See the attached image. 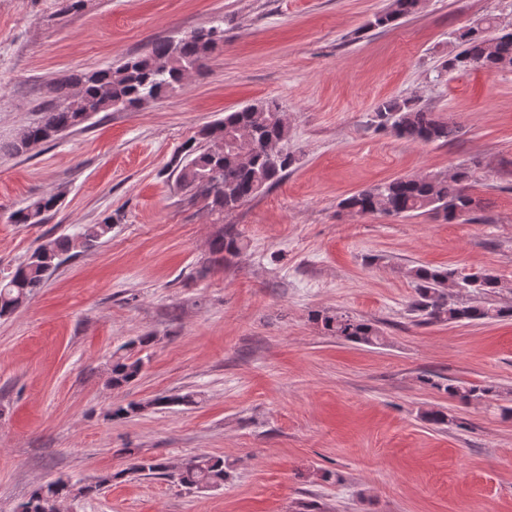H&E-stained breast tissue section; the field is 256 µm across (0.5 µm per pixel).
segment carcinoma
Here are the masks:
<instances>
[{
	"instance_id": "obj_1",
	"label": "carcinoma",
	"mask_w": 512,
	"mask_h": 512,
	"mask_svg": "<svg viewBox=\"0 0 512 512\" xmlns=\"http://www.w3.org/2000/svg\"><path fill=\"white\" fill-rule=\"evenodd\" d=\"M423 0H391L385 11L367 22L369 28H384L417 12ZM486 21L475 23L458 35L460 50L442 63L445 71L512 69V30L495 36ZM224 43V30L202 27L181 39L152 43L142 56L119 65L80 74H72L56 84L52 103L39 119L27 127L11 151L19 154L33 144L54 140L61 134L86 123L101 112L137 111L149 101L163 99L180 88L182 82L208 68L211 54ZM378 126L399 139L423 143H446L456 127L419 108L410 99H391L376 108ZM289 125L279 104L260 101L249 104L205 127L201 140L186 147V153L172 170L175 182L191 197L206 206L232 211L277 184L295 163L288 151ZM470 174L464 168L446 173L406 176L378 184L346 197L340 206L361 215L399 217L411 213L436 214L448 222L469 213L474 200L469 194ZM60 201L57 195L43 196L13 211V224H41ZM112 233L106 218L98 224H84L71 234L49 239L37 247L4 278L0 279V317L19 309L44 287L63 262V255L82 248L90 249ZM241 249L238 236L229 228L213 240V253L234 255ZM415 297L410 311L421 322L460 323L512 317V307L463 303L456 294L462 290L479 296L492 295L500 288L497 275L489 272L463 274L456 269L415 266L411 269ZM331 336L346 341L377 345L381 334L372 323L346 313L317 316ZM144 367L141 358L130 354L112 361L110 381L115 388L136 380ZM423 382L462 403L494 398L498 387L492 383L473 384L450 378L448 382L431 377ZM127 474L157 476L188 490L218 487L228 476L224 458L197 454L174 465L161 457L137 458L125 470ZM119 474L106 473L91 483L59 478L37 486L19 512H43L48 498L61 505L69 499L93 497L112 484Z\"/></svg>"
}]
</instances>
